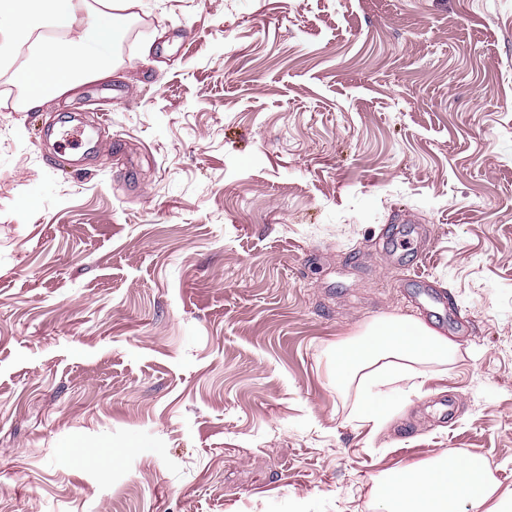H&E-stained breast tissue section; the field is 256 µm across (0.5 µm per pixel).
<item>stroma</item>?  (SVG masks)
Masks as SVG:
<instances>
[{
    "label": "stroma",
    "mask_w": 512,
    "mask_h": 512,
    "mask_svg": "<svg viewBox=\"0 0 512 512\" xmlns=\"http://www.w3.org/2000/svg\"><path fill=\"white\" fill-rule=\"evenodd\" d=\"M114 59L0 77V512H381L448 448L512 492V0H143ZM389 315L459 353L376 429L336 351Z\"/></svg>",
    "instance_id": "obj_1"
}]
</instances>
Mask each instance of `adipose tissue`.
Segmentation results:
<instances>
[{"instance_id": "ef3b65f1", "label": "adipose tissue", "mask_w": 512, "mask_h": 512, "mask_svg": "<svg viewBox=\"0 0 512 512\" xmlns=\"http://www.w3.org/2000/svg\"><path fill=\"white\" fill-rule=\"evenodd\" d=\"M141 0H0V73L20 86L17 110H34L71 92L83 80L110 75L117 32ZM31 52L18 58L17 48ZM455 344L411 316L368 324L336 356V377L370 387L400 385L418 391L424 365L447 362ZM374 497L387 512H512V494L498 490L487 461L441 452L425 464H409L375 480Z\"/></svg>"}]
</instances>
